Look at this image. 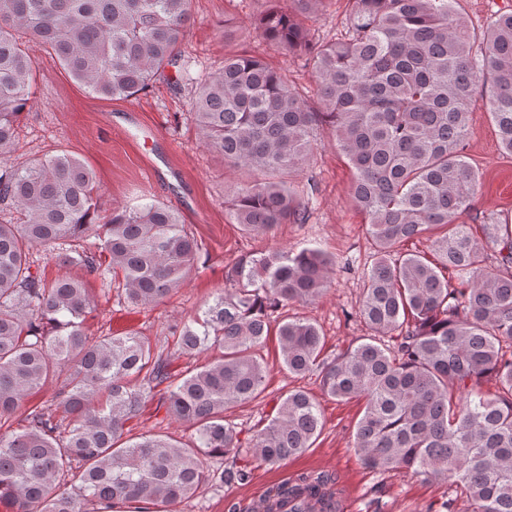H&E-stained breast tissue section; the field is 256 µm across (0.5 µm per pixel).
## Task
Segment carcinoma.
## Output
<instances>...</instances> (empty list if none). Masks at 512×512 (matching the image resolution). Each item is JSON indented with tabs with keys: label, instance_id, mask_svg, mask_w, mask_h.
<instances>
[{
	"label": "carcinoma",
	"instance_id": "carcinoma-1",
	"mask_svg": "<svg viewBox=\"0 0 512 512\" xmlns=\"http://www.w3.org/2000/svg\"><path fill=\"white\" fill-rule=\"evenodd\" d=\"M256 30L273 47L305 56L319 86L316 109L263 58L232 51L211 76L192 77L178 54L191 0H0V420L65 372L53 410H35L0 431V502L15 512H173L217 479L243 482L248 467L215 476L206 458L241 448L224 408L264 389L255 350L272 314L324 292L333 259L318 247L240 256L226 286L173 328L184 354L222 355L185 374L138 333L92 338L87 278L111 287L121 272L131 307L180 288L202 247L177 209L159 201L105 209L93 169L72 154L12 164L17 125L31 107L35 61L22 38L49 48L69 77L103 98L128 99L172 67L195 86L192 112L206 145L230 167L258 174L238 186L231 216L250 235L304 224L296 180L312 133L330 127L353 170L350 198L368 221L373 262L358 308L370 335L330 357L310 320L277 324L280 363L315 375L324 395L359 399L353 444L370 468L445 478L471 512H512V224H459L480 184L466 157L471 105L488 99L503 153L512 155V12L481 33L457 0H353L342 37L317 43L296 20L323 0H270ZM436 229L437 262L402 253ZM94 235L97 250L69 248ZM56 251L83 271L48 284L29 249ZM493 253L495 269L484 263ZM492 382L495 392L483 385ZM194 428L183 444L146 432L122 441L144 405ZM319 403L291 390L251 439L254 456L279 464L313 447ZM76 473L79 484L67 486ZM326 474H301L272 490L262 512H324Z\"/></svg>",
	"mask_w": 512,
	"mask_h": 512
}]
</instances>
